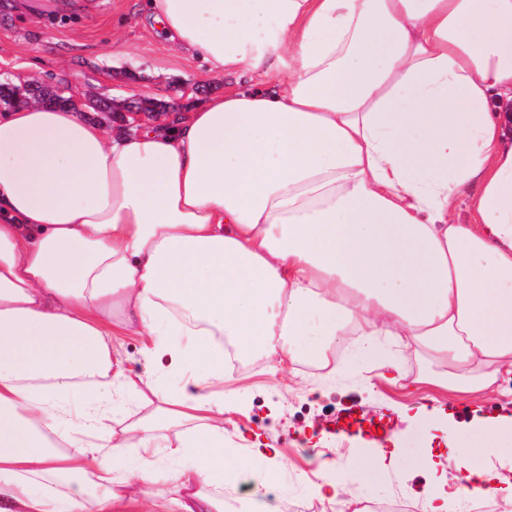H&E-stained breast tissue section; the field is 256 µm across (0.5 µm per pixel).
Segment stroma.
I'll list each match as a JSON object with an SVG mask.
<instances>
[{
    "label": "stroma",
    "mask_w": 512,
    "mask_h": 512,
    "mask_svg": "<svg viewBox=\"0 0 512 512\" xmlns=\"http://www.w3.org/2000/svg\"><path fill=\"white\" fill-rule=\"evenodd\" d=\"M143 0H0V82L67 85L119 101L129 96L161 101L168 115L232 84L182 54L152 27ZM148 336H121L116 345L130 373L166 377L168 358L147 360ZM422 360L396 358L390 379L364 363L353 346L324 362L272 369L244 360L224 375V465L240 466L256 443H274L281 476L258 498L272 512H298L312 502L327 460H371L377 444L398 439L395 463L376 480L350 484L349 499L398 495L424 502L432 470L419 468L420 440L410 417L441 401L457 423L467 410L512 415V379L475 399L422 379Z\"/></svg>",
    "instance_id": "obj_1"
}]
</instances>
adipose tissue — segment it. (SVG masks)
I'll list each match as a JSON object with an SVG mask.
<instances>
[{"mask_svg":"<svg viewBox=\"0 0 512 512\" xmlns=\"http://www.w3.org/2000/svg\"><path fill=\"white\" fill-rule=\"evenodd\" d=\"M211 74L277 76L118 134L68 107L0 114V512H129L165 474L224 512V347L320 361L339 337L479 394L512 378V0H151ZM466 215H459V201ZM153 336L176 385L131 376ZM145 414L112 426L114 401ZM448 483L512 488V418L450 424ZM116 345L124 359L125 366L131 374H142L150 371L154 376L166 378L169 360L167 357L157 358L151 362L146 359L144 346L151 345V336H116Z\"/></svg>","mask_w":512,"mask_h":512,"instance_id":"adipose-tissue-1","label":"adipose tissue"}]
</instances>
